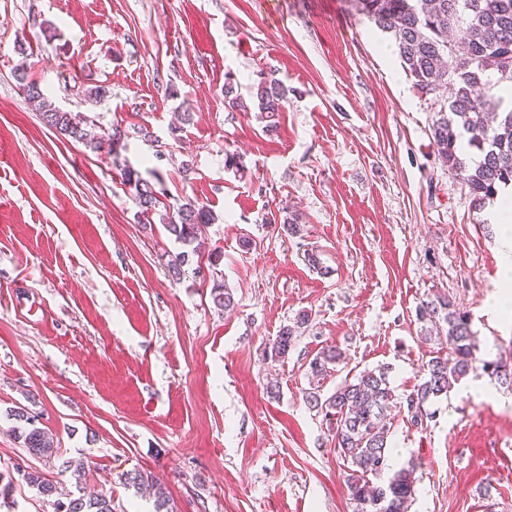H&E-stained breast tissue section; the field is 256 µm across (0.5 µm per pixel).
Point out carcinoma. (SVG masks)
Here are the masks:
<instances>
[{
    "label": "carcinoma",
    "mask_w": 512,
    "mask_h": 512,
    "mask_svg": "<svg viewBox=\"0 0 512 512\" xmlns=\"http://www.w3.org/2000/svg\"><path fill=\"white\" fill-rule=\"evenodd\" d=\"M357 8L376 28L391 34L406 74L425 98L441 97L450 91L447 105L436 112L431 138L437 155L466 185L475 206L494 198L499 189L512 184V111L501 112L502 97L491 94L495 88L512 93V0H356ZM28 98L40 102L41 119L46 127L82 143L94 151L108 145L115 148L124 131L115 126L98 134L96 124L80 113L65 111L46 100L34 82L25 84ZM253 105L267 127L273 129L288 102L287 89L276 78L261 76L254 83ZM224 104L232 111H247L234 80L224 81ZM149 177L126 165L121 169L125 185L133 190L139 208V223L164 224L185 250L172 253L166 262L169 275L179 280L190 255L198 253V235L204 225L215 220L209 207L187 199L177 207L167 203L166 191L157 174ZM211 298L216 308L230 310L234 297L221 282H214ZM419 317L431 323L448 325L446 356L431 358L423 383L401 400H396L387 372L363 371L338 385L323 397L313 391L305 401L324 415L336 440V450L346 463L345 483L355 512H408L414 494L418 462L411 459L395 471L385 485L374 482L390 468L386 418L393 409L405 414L407 423L417 429L428 418L426 404L448 395L455 384L476 369L475 336L469 318L456 310L447 297L421 303ZM295 328L284 326L271 343L272 358H283L294 341ZM342 353L326 346L309 364L312 377H322L328 365L340 361ZM482 369L501 384L512 387V366L502 361H485ZM16 439L30 456L48 462L59 458L53 434L37 426L36 416L26 407L11 410ZM125 484L152 494L155 512H177L167 490L151 473L133 469L122 473ZM22 482L53 500L56 512H114L112 496L105 493L86 496L65 493L59 483L27 463H17L11 471L0 472V502L11 498L15 484Z\"/></svg>",
    "instance_id": "cac0c4a2"
}]
</instances>
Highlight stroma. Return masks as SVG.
<instances>
[{
    "instance_id": "obj_1",
    "label": "stroma",
    "mask_w": 512,
    "mask_h": 512,
    "mask_svg": "<svg viewBox=\"0 0 512 512\" xmlns=\"http://www.w3.org/2000/svg\"><path fill=\"white\" fill-rule=\"evenodd\" d=\"M21 71L59 108L120 126L117 153L45 127ZM262 72L289 88L270 131L224 106L226 76L247 101ZM433 118L355 0H0V470L26 455L9 415L25 406L116 512H154L121 479L134 468L179 512H354L304 392L381 367L410 393L446 352L417 316L439 296L468 314L478 361L512 364V321L488 307L507 287L500 227L438 158ZM126 163L157 170L171 205L212 209L200 260L234 310L214 308L213 281L169 276L180 246L138 223ZM326 345L343 359L312 379ZM480 381L430 401L424 429L394 416L397 464L419 463L410 512H512V389L489 398Z\"/></svg>"
}]
</instances>
